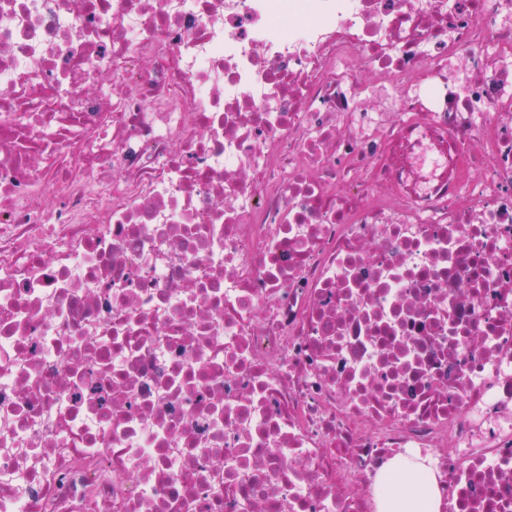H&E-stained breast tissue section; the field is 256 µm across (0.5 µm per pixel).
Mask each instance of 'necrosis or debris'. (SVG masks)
<instances>
[{
	"label": "necrosis or debris",
	"instance_id": "obj_1",
	"mask_svg": "<svg viewBox=\"0 0 512 512\" xmlns=\"http://www.w3.org/2000/svg\"><path fill=\"white\" fill-rule=\"evenodd\" d=\"M506 17L0 0V512H512ZM376 483L394 489L378 499L377 512H440L442 495L432 460L419 449L389 458L377 470Z\"/></svg>",
	"mask_w": 512,
	"mask_h": 512
}]
</instances>
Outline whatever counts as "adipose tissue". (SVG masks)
Listing matches in <instances>:
<instances>
[{
    "label": "adipose tissue",
    "mask_w": 512,
    "mask_h": 512,
    "mask_svg": "<svg viewBox=\"0 0 512 512\" xmlns=\"http://www.w3.org/2000/svg\"><path fill=\"white\" fill-rule=\"evenodd\" d=\"M378 485L389 487L378 499L377 512H440L442 495L432 460L417 449L388 459L376 473Z\"/></svg>",
    "instance_id": "1"
}]
</instances>
